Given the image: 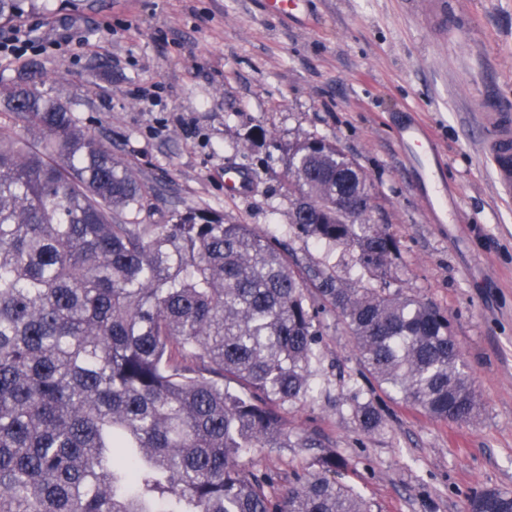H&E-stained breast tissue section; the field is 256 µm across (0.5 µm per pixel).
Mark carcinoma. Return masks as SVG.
Here are the masks:
<instances>
[{
  "label": "carcinoma",
  "mask_w": 512,
  "mask_h": 512,
  "mask_svg": "<svg viewBox=\"0 0 512 512\" xmlns=\"http://www.w3.org/2000/svg\"><path fill=\"white\" fill-rule=\"evenodd\" d=\"M40 0H0L10 21ZM19 132H14V129ZM293 225L355 251V282L299 271L249 224L131 219L147 191L66 104L20 85L0 106V512H372L333 450L273 478L249 448H321L284 407L313 391L335 313L377 387L441 420L479 400L448 318L390 288L398 240L362 168L317 137L288 149ZM349 196L353 224L330 203ZM359 425L377 428L370 403ZM469 512H512L477 490Z\"/></svg>",
  "instance_id": "carcinoma-1"
}]
</instances>
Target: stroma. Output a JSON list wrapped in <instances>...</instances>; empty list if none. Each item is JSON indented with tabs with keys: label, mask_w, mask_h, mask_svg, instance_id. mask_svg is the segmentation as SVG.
Wrapping results in <instances>:
<instances>
[{
	"label": "stroma",
	"mask_w": 512,
	"mask_h": 512,
	"mask_svg": "<svg viewBox=\"0 0 512 512\" xmlns=\"http://www.w3.org/2000/svg\"><path fill=\"white\" fill-rule=\"evenodd\" d=\"M311 10L300 24L264 14L259 0H46L16 23L60 47L1 60L0 91L37 85L111 144L147 189L141 223L209 211L348 281L351 251L291 222L288 149L317 137L356 161L374 222L399 241L396 285L447 316L481 412L451 423L393 400L326 312L315 390L287 406L288 426L347 460L342 479L373 512H467L470 490L512 492V201L495 193L475 123L484 99L512 100V0H448L437 29L415 0H311ZM402 115L430 129L456 223H432L394 139ZM228 167L252 173L243 193L226 192ZM358 399L382 416L372 432L355 417ZM311 458L254 448L243 460L284 477Z\"/></svg>",
	"instance_id": "35a3bbf8"
}]
</instances>
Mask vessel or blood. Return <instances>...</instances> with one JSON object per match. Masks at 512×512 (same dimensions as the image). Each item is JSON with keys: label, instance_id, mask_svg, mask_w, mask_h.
I'll use <instances>...</instances> for the list:
<instances>
[{"label": "vessel or blood", "instance_id": "vessel-or-blood-1", "mask_svg": "<svg viewBox=\"0 0 512 512\" xmlns=\"http://www.w3.org/2000/svg\"><path fill=\"white\" fill-rule=\"evenodd\" d=\"M266 14L289 18L304 13L310 0H261ZM480 125L483 133L484 160L494 175V186L502 199H512V113L503 104L482 106ZM396 144L414 175L422 201L434 223L448 221L440 179L443 159L428 129L413 117L404 118L395 130Z\"/></svg>", "mask_w": 512, "mask_h": 512}]
</instances>
